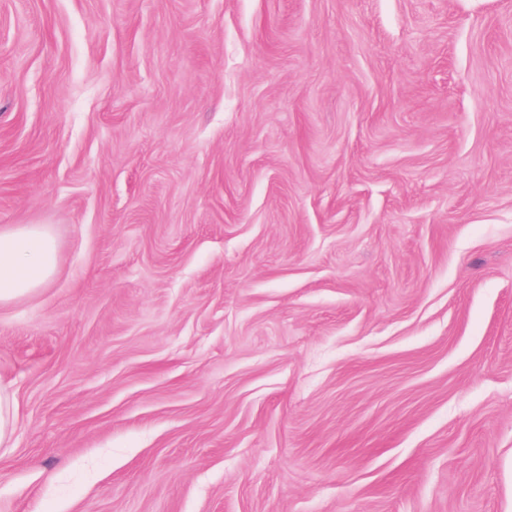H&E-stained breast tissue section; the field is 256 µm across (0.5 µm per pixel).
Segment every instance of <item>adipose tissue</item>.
<instances>
[{
	"instance_id": "ef3b65f1",
	"label": "adipose tissue",
	"mask_w": 512,
	"mask_h": 512,
	"mask_svg": "<svg viewBox=\"0 0 512 512\" xmlns=\"http://www.w3.org/2000/svg\"><path fill=\"white\" fill-rule=\"evenodd\" d=\"M58 246L43 224L0 226V306L44 288L57 270Z\"/></svg>"
}]
</instances>
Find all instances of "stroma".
Returning a JSON list of instances; mask_svg holds the SVG:
<instances>
[{"label":"stroma","mask_w":512,"mask_h":512,"mask_svg":"<svg viewBox=\"0 0 512 512\" xmlns=\"http://www.w3.org/2000/svg\"><path fill=\"white\" fill-rule=\"evenodd\" d=\"M0 512H512V0H0ZM57 253L47 225L0 226V306L44 288L56 273ZM16 437V407L13 393L0 384V447L9 448Z\"/></svg>","instance_id":"obj_1"}]
</instances>
